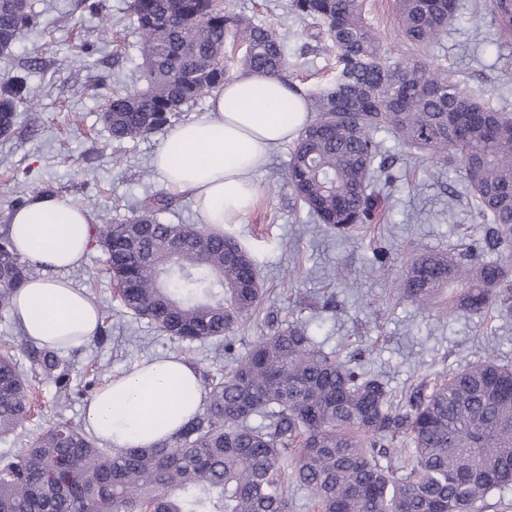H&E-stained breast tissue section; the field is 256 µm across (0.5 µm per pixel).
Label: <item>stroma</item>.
Segmentation results:
<instances>
[{"mask_svg": "<svg viewBox=\"0 0 512 512\" xmlns=\"http://www.w3.org/2000/svg\"><path fill=\"white\" fill-rule=\"evenodd\" d=\"M129 2L103 0L98 15L86 11L82 0H34L38 28L23 31L11 50L0 53V81L24 73L31 88L30 98L17 105L13 131L0 136V226L9 223L16 198L27 200L42 190L78 203L94 219L116 223L130 216L131 205L163 192L152 158L164 133L116 141L101 119L103 95L140 76L139 35ZM472 2L459 0L457 21L424 55L446 65L464 91L512 112V52L499 50L494 24L475 17ZM221 4L283 32L295 84L306 92L321 85L323 27L297 17L289 0ZM33 110L41 114L39 123L29 121ZM384 147L393 160L391 182L377 184L384 219L356 239L314 224L297 204L282 177L290 144L275 148L253 172L257 200L224 230L254 258L263 298L246 326L224 337V349L212 342H173L147 320L126 313L105 272V255L93 247L67 277L97 304L103 339L64 351L69 396L59 397L54 383L40 382L39 415L0 442V453L30 447L59 420L82 424L95 393L141 361L173 355L203 374L230 366L232 355L243 354L275 325L305 326L343 360L364 351V368L398 403L421 384L486 356L512 364V314L481 320L401 299L403 270L415 253H457L462 238L482 240L485 226L466 204L459 172L392 138H385Z\"/></svg>", "mask_w": 512, "mask_h": 512, "instance_id": "obj_1", "label": "stroma"}]
</instances>
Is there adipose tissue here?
Returning <instances> with one entry per match:
<instances>
[{"instance_id":"1","label":"adipose tissue","mask_w":512,"mask_h":512,"mask_svg":"<svg viewBox=\"0 0 512 512\" xmlns=\"http://www.w3.org/2000/svg\"><path fill=\"white\" fill-rule=\"evenodd\" d=\"M207 117L172 128L152 160L167 190L189 194L214 231L238 223L259 194L250 179L272 150L309 122L305 98L260 72L227 77L209 98ZM93 217L65 198L42 194L16 209L10 237L20 256L52 270L78 266L91 248ZM12 313L36 343L75 348L100 322L82 289L63 279L33 278L14 295ZM202 407L196 370L181 358L144 362L112 379L84 410L86 430L119 448L171 436Z\"/></svg>"}]
</instances>
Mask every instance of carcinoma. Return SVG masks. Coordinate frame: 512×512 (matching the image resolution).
<instances>
[{"mask_svg":"<svg viewBox=\"0 0 512 512\" xmlns=\"http://www.w3.org/2000/svg\"><path fill=\"white\" fill-rule=\"evenodd\" d=\"M403 50L381 52L365 0H291L299 17L326 26L332 79L305 94L310 123L293 143L286 185L315 222L346 237L380 219L375 174L388 156L386 131L443 167H456L471 206L487 224L485 247L512 245V113L463 91L448 69L421 57L457 17L456 0H394ZM499 44L512 47V3L481 0ZM143 84L114 88L101 118L112 138L135 140L172 125L182 107L231 71L286 79L284 35L224 12L212 0H131ZM40 15L0 0V52ZM245 45L226 54V40ZM27 78L0 84V134L16 122ZM157 197L120 224L92 227L123 308L175 341L220 340L251 318L262 289L254 259L233 237L169 224ZM0 231V309L34 268ZM427 253L413 260L402 296L435 306L449 283L452 308L479 318L512 309V266ZM40 373L69 386L62 350L17 336ZM362 354L336 358L301 326L251 345L227 373L205 374L202 411L169 440L148 448L102 447L61 422L17 455L0 457V512H291L281 461L312 497L313 512H471L477 499L512 483V367L488 356L392 408L385 384L366 375ZM32 387L11 348L0 350V440L32 412ZM262 423L252 425L254 417ZM412 448L402 467L383 466Z\"/></svg>","mask_w":512,"mask_h":512,"instance_id":"carcinoma-1","label":"carcinoma"}]
</instances>
